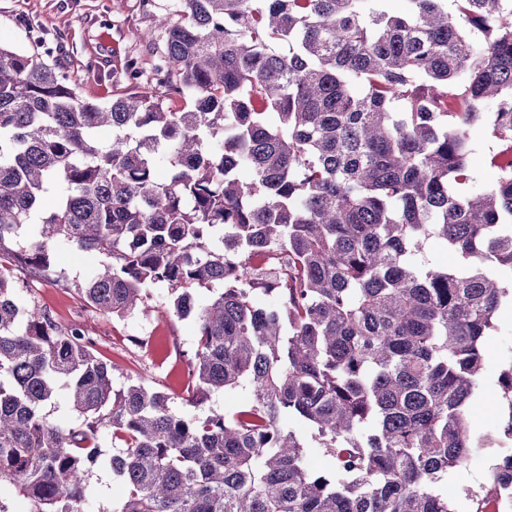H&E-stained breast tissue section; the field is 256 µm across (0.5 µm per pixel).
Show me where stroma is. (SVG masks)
Listing matches in <instances>:
<instances>
[{"instance_id":"1","label":"stroma","mask_w":512,"mask_h":512,"mask_svg":"<svg viewBox=\"0 0 512 512\" xmlns=\"http://www.w3.org/2000/svg\"><path fill=\"white\" fill-rule=\"evenodd\" d=\"M50 48L51 60L64 72L81 79L79 93L89 100L106 101L129 93L127 84L112 80V69L127 54L152 62L158 46L153 10L140 0H0V45L34 50L36 43ZM102 261L89 255L75 259L65 253L59 267L65 281L51 282L20 275L17 296L35 302L63 324L80 323L96 352L112 365V386L123 390L140 381L165 391L173 411H189L186 361L193 353L195 322L177 318L170 310L165 285L149 288L145 308L123 318L100 314L84 306L73 282L82 280ZM512 358V309L502 308L498 332L485 342V368L477 393V406L469 426L476 437H495L505 407L498 374ZM512 454V444L491 445L475 452L462 468L451 472L444 486L459 512H468L466 490L480 489L496 460Z\"/></svg>"}]
</instances>
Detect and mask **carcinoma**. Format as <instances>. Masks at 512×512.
I'll return each mask as SVG.
<instances>
[{
	"mask_svg": "<svg viewBox=\"0 0 512 512\" xmlns=\"http://www.w3.org/2000/svg\"><path fill=\"white\" fill-rule=\"evenodd\" d=\"M386 2L171 0L161 58L119 64L142 91L106 102L0 46V483L22 512H87L100 465L113 512H458L441 485L484 445L468 416L512 306V0ZM483 120L497 178L470 192ZM431 238L455 265H429ZM61 248L106 258L74 288L114 317L167 285L196 322L193 407L248 401L114 393L79 325L16 299L13 268L56 282ZM499 384L512 441V365ZM60 395L81 422L47 420ZM466 497L512 512V455ZM247 397L248 391L245 389H238L230 394L216 393L201 405L196 412H208L210 409H215L225 414H231L240 404L246 401ZM120 486L112 480V473L102 467L93 473L89 480L87 508L90 512L112 510L121 498Z\"/></svg>",
	"mask_w": 512,
	"mask_h": 512,
	"instance_id": "1",
	"label": "carcinoma"
}]
</instances>
